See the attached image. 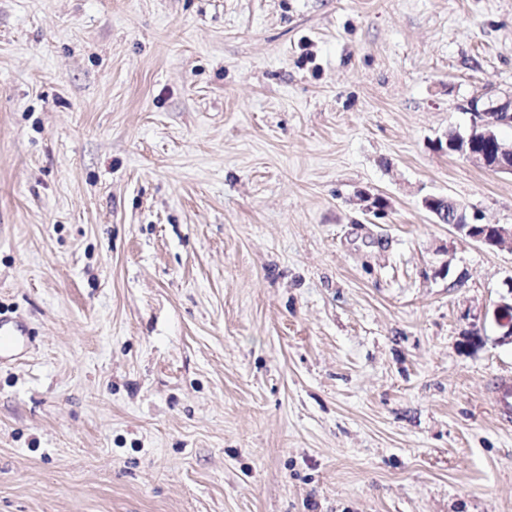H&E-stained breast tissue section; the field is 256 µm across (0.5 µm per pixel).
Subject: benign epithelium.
<instances>
[{
	"instance_id": "1",
	"label": "benign epithelium",
	"mask_w": 512,
	"mask_h": 512,
	"mask_svg": "<svg viewBox=\"0 0 512 512\" xmlns=\"http://www.w3.org/2000/svg\"><path fill=\"white\" fill-rule=\"evenodd\" d=\"M471 126L465 135L450 130L445 135V147L471 165L497 173L512 175V141L500 136V129L512 125V93L496 99L468 102ZM423 205L435 216L439 224H447L456 232L486 247H500L512 243V225H493L492 237L479 232V227L467 222L463 209L446 196L431 195L423 199ZM493 315L506 331L504 340L512 343V289L509 296L501 297Z\"/></svg>"
}]
</instances>
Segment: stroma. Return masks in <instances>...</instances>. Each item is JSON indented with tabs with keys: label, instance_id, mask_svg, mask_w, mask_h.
Returning <instances> with one entry per match:
<instances>
[{
	"label": "stroma",
	"instance_id": "stroma-1",
	"mask_svg": "<svg viewBox=\"0 0 512 512\" xmlns=\"http://www.w3.org/2000/svg\"><path fill=\"white\" fill-rule=\"evenodd\" d=\"M512 0H0V512H512ZM382 197L364 212L362 193ZM471 126L465 135L449 130L445 147L480 169L512 175V141L500 136L503 126L512 125V93L502 98L468 102ZM423 205L435 216L437 223L448 224L465 238L479 242L486 247L498 248L506 242L512 243V225L492 224L494 232L492 237L488 238V230L486 233H481L477 225L482 224L468 223L463 209L449 197L427 196L423 199ZM509 294V297L501 296L493 315L501 327H507L502 336L504 341L512 344V289L509 290ZM22 342L23 334L19 326L0 317V355L12 352Z\"/></svg>",
	"mask_w": 512,
	"mask_h": 512
}]
</instances>
